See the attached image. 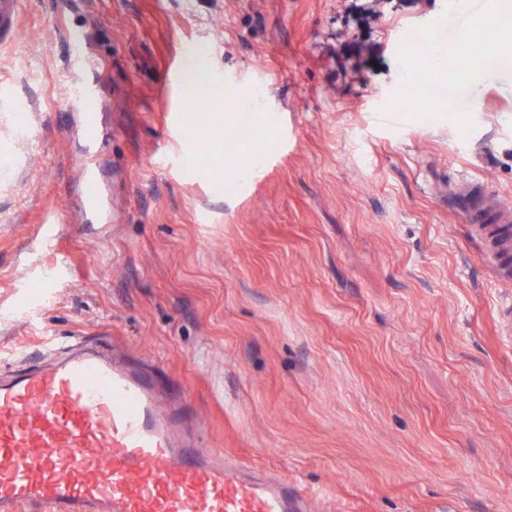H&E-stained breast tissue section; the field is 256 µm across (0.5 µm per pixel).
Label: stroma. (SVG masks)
I'll use <instances>...</instances> for the list:
<instances>
[{
	"mask_svg": "<svg viewBox=\"0 0 512 512\" xmlns=\"http://www.w3.org/2000/svg\"><path fill=\"white\" fill-rule=\"evenodd\" d=\"M349 0H24L0 83V371L48 340L174 380L197 444L314 494L316 512H512V346L448 187L473 171L512 203V61L483 112L412 105L405 57L448 0H378L373 56L345 58ZM100 88L106 220L83 212L84 141L65 30ZM262 74L253 144L185 148L172 73ZM65 33L71 44L68 64L70 75H79L89 71L93 67L94 61L88 51L82 34L73 29H66ZM207 52L202 46L190 47L184 57V87L190 99L209 90Z\"/></svg>",
	"mask_w": 512,
	"mask_h": 512,
	"instance_id": "1",
	"label": "stroma"
}]
</instances>
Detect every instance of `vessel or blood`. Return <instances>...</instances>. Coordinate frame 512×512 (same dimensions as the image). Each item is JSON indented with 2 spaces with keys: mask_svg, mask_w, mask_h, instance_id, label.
<instances>
[{
  "mask_svg": "<svg viewBox=\"0 0 512 512\" xmlns=\"http://www.w3.org/2000/svg\"><path fill=\"white\" fill-rule=\"evenodd\" d=\"M23 0H0V49L17 37ZM69 72L94 61L79 31ZM96 89L73 93L80 131L93 141ZM85 209L105 201L93 165L84 170ZM457 196L483 259L512 280V205L458 174ZM184 411L164 402L153 374L112 355L61 352L48 363L0 377V512H306L307 498L280 480L247 478L221 453L196 450Z\"/></svg>",
  "mask_w": 512,
  "mask_h": 512,
  "instance_id": "1",
  "label": "vessel or blood"
}]
</instances>
